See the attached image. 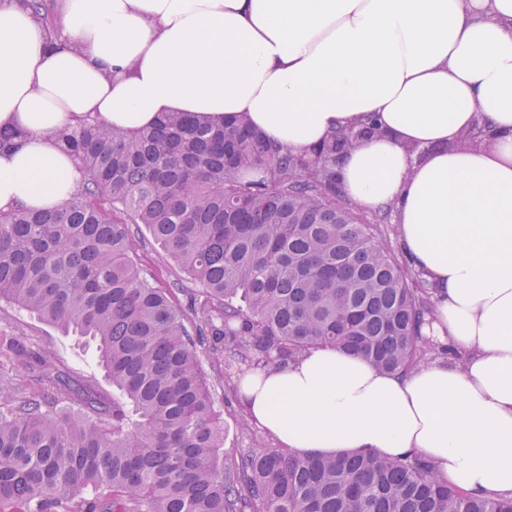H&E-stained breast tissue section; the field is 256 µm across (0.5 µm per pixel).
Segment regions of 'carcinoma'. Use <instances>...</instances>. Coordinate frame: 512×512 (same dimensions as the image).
Returning a JSON list of instances; mask_svg holds the SVG:
<instances>
[{"label":"carcinoma","instance_id":"carcinoma-1","mask_svg":"<svg viewBox=\"0 0 512 512\" xmlns=\"http://www.w3.org/2000/svg\"><path fill=\"white\" fill-rule=\"evenodd\" d=\"M49 33L48 0H17ZM56 139L85 179L51 210L0 213V302L95 343L112 399L0 333V512H512L412 454L224 453L220 366H281L335 347L387 372L437 353L434 314L390 212L356 209L336 173L357 130L294 153L240 118L169 112L129 136L101 123ZM144 225L201 286L189 320L134 262ZM205 346L213 372L202 367Z\"/></svg>","mask_w":512,"mask_h":512}]
</instances>
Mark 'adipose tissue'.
<instances>
[{"mask_svg":"<svg viewBox=\"0 0 512 512\" xmlns=\"http://www.w3.org/2000/svg\"><path fill=\"white\" fill-rule=\"evenodd\" d=\"M57 48L0 0V212L51 208L84 174L53 134H134L166 112L242 116L300 152L379 130L338 167L391 211L434 288L438 347L407 374L332 347L243 374L249 417L285 447L418 453L474 496L512 497V0H65ZM482 123L490 143L455 147Z\"/></svg>","mask_w":512,"mask_h":512,"instance_id":"adipose-tissue-1","label":"adipose tissue"}]
</instances>
